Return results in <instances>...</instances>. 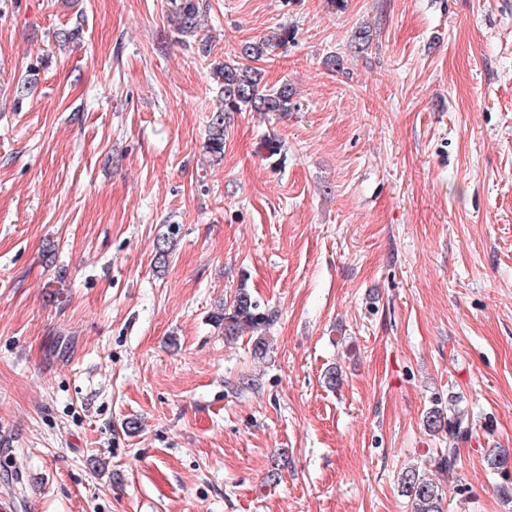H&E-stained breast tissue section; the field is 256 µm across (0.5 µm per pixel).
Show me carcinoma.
Returning <instances> with one entry per match:
<instances>
[{
    "mask_svg": "<svg viewBox=\"0 0 512 512\" xmlns=\"http://www.w3.org/2000/svg\"><path fill=\"white\" fill-rule=\"evenodd\" d=\"M174 14L179 31L193 36L198 32L199 10L195 0H179L174 6ZM221 77V93L224 95V110L211 116L208 125L207 149L214 155L224 154L225 121L227 114L241 112L248 108L256 112H287L291 109L293 90L282 86L270 91L262 86L258 69L243 63L224 64L217 71ZM214 323L224 328V336L233 339L250 329L257 333L253 340L254 355L262 356L266 352V341L262 330L270 322V316L259 309L245 285H240L230 304H224L213 315ZM464 418L460 412L446 418L444 411L433 406L426 413L425 425L431 432L448 428V438L453 440L468 432L463 426ZM459 457V449L453 445L440 449L438 467L446 474H452ZM401 492L411 502V512H446L445 497L439 486L426 477L415 466L405 468L400 477Z\"/></svg>",
    "mask_w": 512,
    "mask_h": 512,
    "instance_id": "obj_1",
    "label": "carcinoma"
}]
</instances>
